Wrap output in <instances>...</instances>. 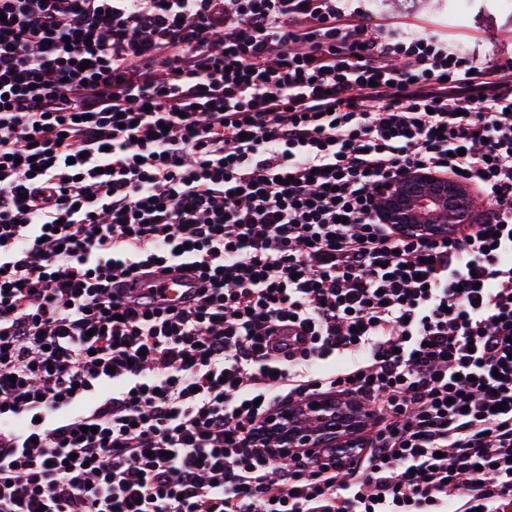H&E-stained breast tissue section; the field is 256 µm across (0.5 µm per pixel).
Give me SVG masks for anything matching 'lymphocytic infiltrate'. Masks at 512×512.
<instances>
[{"label":"lymphocytic infiltrate","mask_w":512,"mask_h":512,"mask_svg":"<svg viewBox=\"0 0 512 512\" xmlns=\"http://www.w3.org/2000/svg\"><path fill=\"white\" fill-rule=\"evenodd\" d=\"M341 0H0V512H512V57ZM488 208L384 223L408 172ZM192 265L193 303L150 266ZM350 397L353 446L271 453Z\"/></svg>","instance_id":"1"}]
</instances>
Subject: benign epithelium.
I'll list each match as a JSON object with an SVG mask.
<instances>
[{
    "label": "benign epithelium",
    "mask_w": 512,
    "mask_h": 512,
    "mask_svg": "<svg viewBox=\"0 0 512 512\" xmlns=\"http://www.w3.org/2000/svg\"><path fill=\"white\" fill-rule=\"evenodd\" d=\"M465 199L464 187L455 181L409 172L383 186L381 216L387 224L410 228L422 226L435 231L439 226L455 222L456 211L463 207ZM333 410L334 404L326 400L319 401L316 408L307 404L303 412L315 423L313 427L295 423L293 411L281 414L280 422L272 429L279 444L277 452L286 456L292 448H306L315 453L334 442H343L341 432L353 430L359 415L348 411L336 421Z\"/></svg>",
    "instance_id": "7a95c632"
}]
</instances>
